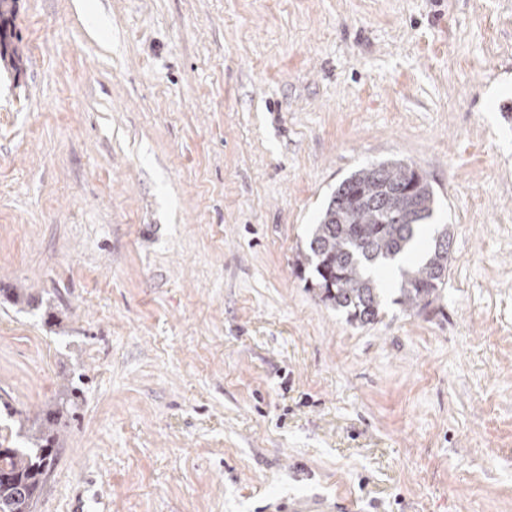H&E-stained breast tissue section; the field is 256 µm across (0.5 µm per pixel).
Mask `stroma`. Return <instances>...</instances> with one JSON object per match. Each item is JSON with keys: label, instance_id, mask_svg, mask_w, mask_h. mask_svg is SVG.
Instances as JSON below:
<instances>
[{"label": "stroma", "instance_id": "obj_1", "mask_svg": "<svg viewBox=\"0 0 512 512\" xmlns=\"http://www.w3.org/2000/svg\"><path fill=\"white\" fill-rule=\"evenodd\" d=\"M88 2L0 61V448L80 389L35 512H512V0ZM394 158L448 280L360 327L298 254Z\"/></svg>", "mask_w": 512, "mask_h": 512}]
</instances>
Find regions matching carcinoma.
<instances>
[{"label": "carcinoma", "instance_id": "carcinoma-1", "mask_svg": "<svg viewBox=\"0 0 512 512\" xmlns=\"http://www.w3.org/2000/svg\"><path fill=\"white\" fill-rule=\"evenodd\" d=\"M17 0H0V60L20 61L19 39L12 28ZM412 164L386 160L367 165L345 178L333 192L317 224L310 229L301 256L315 274L323 300L350 323L379 320L384 292L368 269L399 267L398 297L408 309L424 308L448 278L451 230L444 227L434 247L415 260L414 239L432 217L435 191L423 176L413 177ZM79 389L27 430L28 447L0 448V472L12 484L0 483V512H34L56 459L57 425L77 406Z\"/></svg>", "mask_w": 512, "mask_h": 512}]
</instances>
